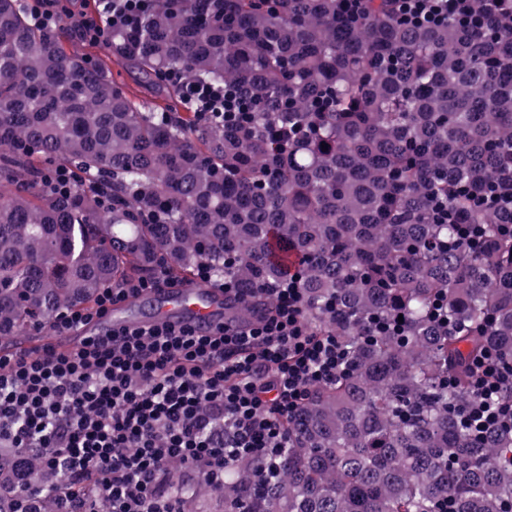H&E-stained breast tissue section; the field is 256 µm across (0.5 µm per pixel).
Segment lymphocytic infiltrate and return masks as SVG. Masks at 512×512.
Wrapping results in <instances>:
<instances>
[{"instance_id": "lymphocytic-infiltrate-1", "label": "lymphocytic infiltrate", "mask_w": 512, "mask_h": 512, "mask_svg": "<svg viewBox=\"0 0 512 512\" xmlns=\"http://www.w3.org/2000/svg\"><path fill=\"white\" fill-rule=\"evenodd\" d=\"M50 25L67 18L78 39L108 44L114 30H136L142 0H99L94 12L69 0H27ZM403 23L438 26L448 17L480 27L491 8L512 32V0H389ZM186 105L232 119L247 101L237 87L214 88L172 73ZM164 268L99 291L86 307L48 324L63 333L103 317L124 299L178 287ZM273 314L239 328L156 325L94 336L68 353L45 349L0 360V447L17 461L38 459L59 476V512H183L173 486L203 482L220 490L224 474L247 459L267 475L288 446L284 422L312 388L335 382L351 361L347 344L319 336L303 319L296 285L275 289ZM478 401L463 419L476 434H512V365L492 349L473 359Z\"/></svg>"}]
</instances>
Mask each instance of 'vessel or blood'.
<instances>
[{
  "instance_id": "vessel-or-blood-1",
  "label": "vessel or blood",
  "mask_w": 512,
  "mask_h": 512,
  "mask_svg": "<svg viewBox=\"0 0 512 512\" xmlns=\"http://www.w3.org/2000/svg\"><path fill=\"white\" fill-rule=\"evenodd\" d=\"M156 323L187 325L204 330L214 324L236 325L234 310L226 306L222 290L207 286L165 288L131 297L113 305L102 318L84 327L54 337L32 339L16 346L0 348V357L15 359L50 347L70 351L88 336L102 335L116 328H140Z\"/></svg>"
}]
</instances>
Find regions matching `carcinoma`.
<instances>
[{
  "label": "carcinoma",
  "mask_w": 512,
  "mask_h": 512,
  "mask_svg": "<svg viewBox=\"0 0 512 512\" xmlns=\"http://www.w3.org/2000/svg\"><path fill=\"white\" fill-rule=\"evenodd\" d=\"M68 27L0 0V340L159 265L209 267L257 316L276 303L259 288L294 275L310 330L353 361L288 418L276 478L224 475V512H512V437L462 423L471 356L512 364V213L475 196L512 166V33L409 26L386 0L357 19L147 0L136 38L112 32L147 102L66 50ZM168 72L239 86L252 111L182 112ZM45 160L79 176L67 195ZM443 199L460 222L435 221ZM18 470L0 452V512Z\"/></svg>",
  "instance_id": "cac0c4a2"
}]
</instances>
